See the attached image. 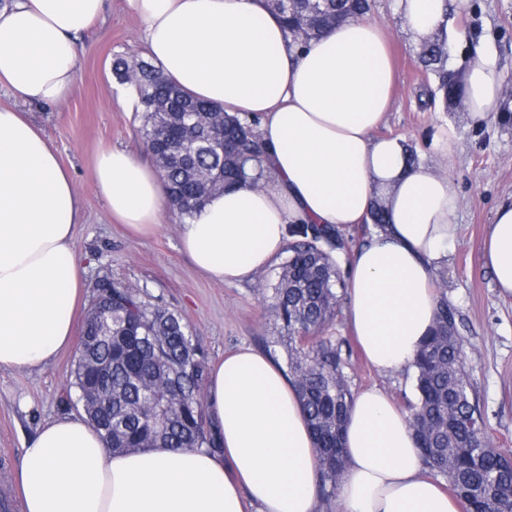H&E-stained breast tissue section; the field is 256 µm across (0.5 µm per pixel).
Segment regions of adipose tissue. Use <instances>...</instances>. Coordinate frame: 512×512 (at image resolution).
Wrapping results in <instances>:
<instances>
[{
    "label": "adipose tissue",
    "mask_w": 512,
    "mask_h": 512,
    "mask_svg": "<svg viewBox=\"0 0 512 512\" xmlns=\"http://www.w3.org/2000/svg\"><path fill=\"white\" fill-rule=\"evenodd\" d=\"M144 25L146 53L194 98L257 117L269 147L262 188L244 183L211 197L183 224L180 248L207 277L251 279L288 243L292 224L339 229L386 225L347 265L348 324L369 363L393 373L413 364L437 311L434 264L448 253L460 209L447 173L406 165L397 138H374L389 107L393 71L383 29L359 18L292 45L261 0H125ZM416 42L441 33L444 0H397ZM104 0H0V368L32 370L74 344L82 291L74 253L84 204L28 104L74 92L77 38ZM506 78L495 56L471 54L462 110L476 124L498 115ZM109 213L141 230L159 224L166 189L122 148L94 160ZM512 297V202L498 206L480 254ZM206 407L224 449L148 448L112 453L83 418L47 420L25 445L14 477L22 512H318L319 456L287 372L242 347L206 383ZM339 512H460L422 470L409 414L378 388L358 392L345 423Z\"/></svg>",
    "instance_id": "1"
}]
</instances>
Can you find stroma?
Here are the masks:
<instances>
[{
  "label": "stroma",
  "mask_w": 512,
  "mask_h": 512,
  "mask_svg": "<svg viewBox=\"0 0 512 512\" xmlns=\"http://www.w3.org/2000/svg\"><path fill=\"white\" fill-rule=\"evenodd\" d=\"M368 17L389 34L395 66L394 94L377 136L405 141L421 162L445 171L459 187L458 224L436 279L457 310L466 369L473 392L486 408L490 438L495 446L512 448V298L499 295L492 273L479 262L495 208L512 198V119L478 127L460 110L423 107L428 81L416 65L419 45L405 31L395 0H371ZM458 20L512 77V0H468ZM80 44L72 96L58 105L31 106L30 112L83 200L84 222L74 251L84 268L85 303L93 301L95 282L109 277L179 314L209 365L243 345L263 349L277 330L262 291L277 283L281 262L242 283L209 280L181 252V223L171 211H164L159 227L136 234L110 217L97 193L92 161L100 148H123L139 162H153L142 143L134 91L112 73L115 57L144 58L141 19L127 10L125 0H106L103 19ZM450 128L456 145L447 158L436 150L434 139ZM331 332L352 352L347 375L353 391L377 386L400 407L416 402L414 368L383 374L371 367L356 350L346 316L335 320ZM77 354L73 347L39 369H0V496L15 495L16 463L24 443L43 422L82 415L73 385Z\"/></svg>",
  "instance_id": "1"
}]
</instances>
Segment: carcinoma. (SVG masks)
<instances>
[{"label": "carcinoma", "instance_id": "cac0c4a2", "mask_svg": "<svg viewBox=\"0 0 512 512\" xmlns=\"http://www.w3.org/2000/svg\"><path fill=\"white\" fill-rule=\"evenodd\" d=\"M285 24L291 43L317 39L327 28L363 16L369 0H263ZM442 35L421 44L418 63L435 79L428 100L460 106L462 72L448 69ZM112 72L132 83L143 117L141 134L168 189L167 203L180 221L193 217L208 195L236 183L262 186L267 148L258 118L215 112L183 92L155 64L130 65L118 57ZM224 136V153L212 142ZM291 256L278 282L262 289L267 312L285 345L288 373L303 402L320 455V495L336 496L346 460L342 427L354 394L345 375L343 342L327 334L346 284L335 255L348 250L340 230L323 224H293ZM93 305L82 335L95 336L77 361L73 386L91 426L111 441L112 452L164 446L209 451L218 443L203 392L209 368L201 347L175 312L154 305L108 277L94 284ZM413 367L418 401L408 406L422 462L444 479L473 512H512V449L490 445L486 421L465 370L456 311L439 300L436 321Z\"/></svg>", "mask_w": 512, "mask_h": 512}]
</instances>
